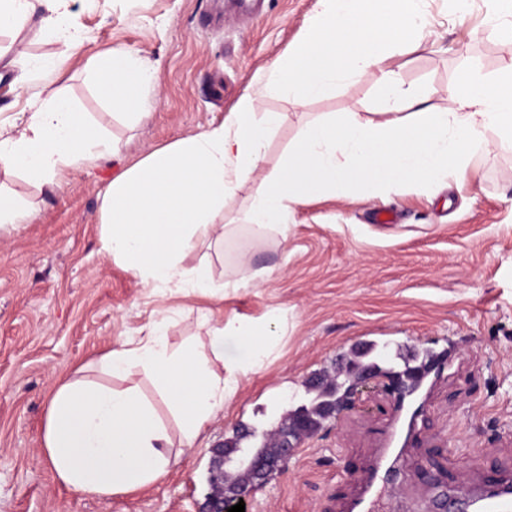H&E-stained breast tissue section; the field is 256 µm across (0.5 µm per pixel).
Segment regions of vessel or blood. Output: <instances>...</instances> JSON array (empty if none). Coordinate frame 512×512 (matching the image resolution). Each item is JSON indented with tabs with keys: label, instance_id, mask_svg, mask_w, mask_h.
<instances>
[{
	"label": "vessel or blood",
	"instance_id": "1",
	"mask_svg": "<svg viewBox=\"0 0 512 512\" xmlns=\"http://www.w3.org/2000/svg\"><path fill=\"white\" fill-rule=\"evenodd\" d=\"M426 388L405 392L370 463L356 474L360 491L347 512H387L389 498L407 479L405 430L417 429ZM417 512H512V477L500 475L475 486H457L422 498Z\"/></svg>",
	"mask_w": 512,
	"mask_h": 512
}]
</instances>
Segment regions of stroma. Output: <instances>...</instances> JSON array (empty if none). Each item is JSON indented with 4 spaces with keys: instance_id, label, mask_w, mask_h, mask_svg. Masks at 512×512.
<instances>
[{
    "instance_id": "stroma-1",
    "label": "stroma",
    "mask_w": 512,
    "mask_h": 512,
    "mask_svg": "<svg viewBox=\"0 0 512 512\" xmlns=\"http://www.w3.org/2000/svg\"><path fill=\"white\" fill-rule=\"evenodd\" d=\"M318 0H72L84 45L69 55L62 93L121 144L98 167L70 171L41 189L0 171V188L34 203L24 224L0 230V512H201L210 450L237 428H271L309 399L307 381L331 370L361 342L419 353H451L453 374L435 383L411 469L433 463L469 485L512 473V154L474 156L467 188H404L352 202L314 198L291 214L286 233L258 231L244 213L263 177L276 169L308 121L325 113L377 111L375 75L342 84L298 106L258 91L255 74L302 44ZM434 34L426 49L392 58L406 83L448 107L463 68L494 77L512 61V39L492 31L495 0H470L465 17L448 0H423ZM0 36L12 67L0 71V126L21 123L47 80L34 60L63 53L45 36L24 56ZM128 49L158 67L152 110L139 124L107 108L87 78L91 55ZM259 112L280 113L263 160L236 195L221 244L201 243L185 258L215 285L234 280L240 260L264 270L259 286L228 291L223 303L192 292L146 287L103 250L100 207L110 180L150 152L200 133L246 94ZM170 316V343L203 341L202 318L274 320L277 345L263 368L242 376L224 414L194 447L173 458L156 484L95 497L57 479L43 449L50 400L66 381L111 384L99 358L137 341ZM393 403L381 383L358 386L347 409L299 442L286 469L251 493L246 512H341L331 487L355 491L353 475L378 446Z\"/></svg>"
}]
</instances>
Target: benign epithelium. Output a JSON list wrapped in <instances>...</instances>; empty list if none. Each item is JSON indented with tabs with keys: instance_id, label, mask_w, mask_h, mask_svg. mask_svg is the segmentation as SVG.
Listing matches in <instances>:
<instances>
[{
	"instance_id": "7a95c632",
	"label": "benign epithelium",
	"mask_w": 512,
	"mask_h": 512,
	"mask_svg": "<svg viewBox=\"0 0 512 512\" xmlns=\"http://www.w3.org/2000/svg\"><path fill=\"white\" fill-rule=\"evenodd\" d=\"M367 357L369 354L362 350L341 360L336 369V377L342 378V381L333 384L316 383L319 393L338 407L346 402L348 395L358 385L383 378L388 381L390 394L396 396L424 370L438 365V359L433 354L424 360L417 355L405 358L403 369L382 366L379 363V359L384 357L382 353L369 362L366 361ZM315 434L317 430L307 421V409L299 406L291 413L286 427H278L271 434L272 446L269 448L259 445L240 447L229 452L222 448L212 449L208 477L210 493L203 512H228V508L247 499L270 472L287 466L301 439Z\"/></svg>"
}]
</instances>
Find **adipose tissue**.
<instances>
[{
	"instance_id": "obj_1",
	"label": "adipose tissue",
	"mask_w": 512,
	"mask_h": 512,
	"mask_svg": "<svg viewBox=\"0 0 512 512\" xmlns=\"http://www.w3.org/2000/svg\"><path fill=\"white\" fill-rule=\"evenodd\" d=\"M70 0H0V30L52 35L68 49L83 38ZM421 0H318L299 50L263 70L265 89L295 104L321 97L336 84L378 76L381 107L373 118L353 113L307 122L282 165L267 174L245 214L260 230L286 232L291 211L313 195L356 198L373 188L389 194L406 187L428 190L455 179L469 181L478 152L512 151V64L493 80L461 72L448 85V109L431 111L406 86L389 58L424 48L431 35ZM65 56L44 60L54 78L22 125L0 132V169L54 188L67 171L92 168L119 145L88 122L55 88L66 74ZM154 67L129 52L97 60L92 80L101 99L124 110L130 122L148 114ZM253 96L203 132L147 155L112 179L102 199L105 253L122 261L154 290L181 285L223 300L205 271L184 264L196 242L224 240V204L262 160L281 116L255 114ZM204 349L169 347V317L154 321L144 339L121 341L103 357L121 388L82 381L55 391L44 429L56 477L75 492L108 496L147 488L164 477L173 447H193L223 413L240 376L261 368L277 342L270 325L244 326L203 319ZM237 341L241 360L224 358V342ZM141 370L175 420L168 429L132 383Z\"/></svg>"
}]
</instances>
